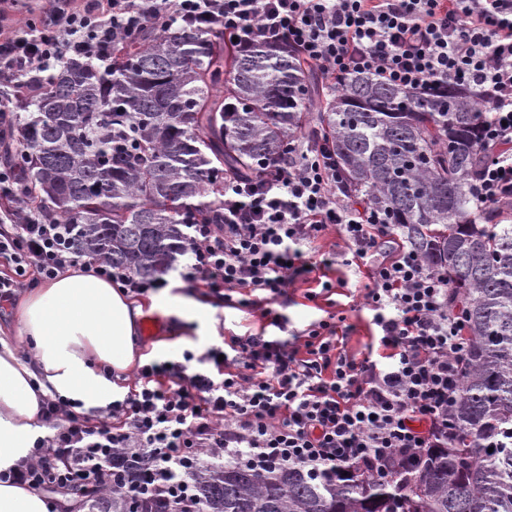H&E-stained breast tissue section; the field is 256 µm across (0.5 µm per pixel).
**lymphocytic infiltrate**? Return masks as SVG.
Masks as SVG:
<instances>
[{"label": "lymphocytic infiltrate", "mask_w": 512, "mask_h": 512, "mask_svg": "<svg viewBox=\"0 0 512 512\" xmlns=\"http://www.w3.org/2000/svg\"><path fill=\"white\" fill-rule=\"evenodd\" d=\"M180 28L221 29L246 48L288 42L305 68L333 85L353 74L434 94L451 87L491 104L483 125L488 157L470 186L477 208L512 207V0H0V90L31 98L50 68L75 58L101 65L121 38L150 20ZM21 122L0 103V301L25 283L53 279L81 265L124 291L165 287L77 251L68 225L24 201L10 157ZM222 220L190 226L181 275L226 304L258 306L270 326L286 322L273 307L285 288L305 283V300L328 298L346 280L309 282L335 265L360 269L372 311V352L345 349L346 317L328 313L299 344L257 333L212 347L199 367L154 361L138 367L134 389L100 416L48 397L55 420L5 481L36 492L75 496L78 512L112 494L142 491L145 512H205L193 473L201 456L256 468L289 466L388 476L454 437L449 416L460 394L469 345L463 305L445 274L432 268L398 225L342 185L326 142L300 145L289 162L224 177ZM337 229L335 248L319 242Z\"/></svg>", "instance_id": "f902f5d3"}]
</instances>
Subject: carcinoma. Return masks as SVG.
<instances>
[{
    "mask_svg": "<svg viewBox=\"0 0 512 512\" xmlns=\"http://www.w3.org/2000/svg\"><path fill=\"white\" fill-rule=\"evenodd\" d=\"M314 91L286 42L241 51L218 29L150 23L109 66L71 61L39 96L15 102L25 116L13 160L29 204L70 225L76 249L154 276L184 252L182 225L217 219L224 174L288 161L309 125L346 184L448 274L466 308L456 437L384 479L201 470L206 512H512V224L469 194L489 108L462 89L421 94L364 76L316 104Z\"/></svg>",
    "mask_w": 512,
    "mask_h": 512,
    "instance_id": "obj_1",
    "label": "carcinoma"
}]
</instances>
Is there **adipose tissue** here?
I'll use <instances>...</instances> for the list:
<instances>
[{"label":"adipose tissue","instance_id":"obj_1","mask_svg":"<svg viewBox=\"0 0 512 512\" xmlns=\"http://www.w3.org/2000/svg\"><path fill=\"white\" fill-rule=\"evenodd\" d=\"M152 305L197 324L199 333L212 329L209 306L181 294L164 291ZM143 315L142 305L80 266L20 300L15 318L33 358L23 359L10 337L0 336V512H48L42 495L1 475L30 456L48 433L44 398L58 396L84 410L124 398V376L146 359Z\"/></svg>","mask_w":512,"mask_h":512}]
</instances>
